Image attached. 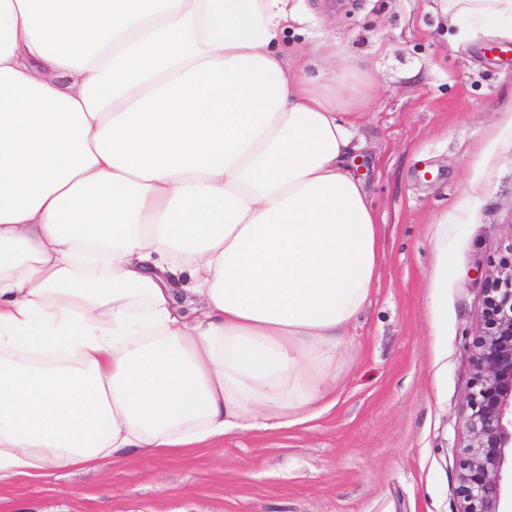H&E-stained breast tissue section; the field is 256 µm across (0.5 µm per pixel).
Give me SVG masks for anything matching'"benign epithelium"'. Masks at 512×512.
<instances>
[{
	"instance_id": "benign-epithelium-1",
	"label": "benign epithelium",
	"mask_w": 512,
	"mask_h": 512,
	"mask_svg": "<svg viewBox=\"0 0 512 512\" xmlns=\"http://www.w3.org/2000/svg\"><path fill=\"white\" fill-rule=\"evenodd\" d=\"M485 293L473 344L460 512H505V470L512 468V257L485 277Z\"/></svg>"
}]
</instances>
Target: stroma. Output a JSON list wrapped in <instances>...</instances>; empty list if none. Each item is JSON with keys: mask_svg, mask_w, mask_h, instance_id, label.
<instances>
[{"mask_svg": "<svg viewBox=\"0 0 512 512\" xmlns=\"http://www.w3.org/2000/svg\"><path fill=\"white\" fill-rule=\"evenodd\" d=\"M281 45L307 78L346 59L362 96L351 165L384 221L380 281L336 366V404L285 431L236 430L190 461L132 455L0 483V512H460L485 276L512 254V62L448 39L445 0H288ZM489 182L465 204L481 150ZM448 274L426 303L436 222Z\"/></svg>", "mask_w": 512, "mask_h": 512, "instance_id": "1", "label": "stroma"}]
</instances>
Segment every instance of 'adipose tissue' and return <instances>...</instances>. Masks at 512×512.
I'll use <instances>...</instances> for the list:
<instances>
[{
    "mask_svg": "<svg viewBox=\"0 0 512 512\" xmlns=\"http://www.w3.org/2000/svg\"><path fill=\"white\" fill-rule=\"evenodd\" d=\"M512 41V0H445ZM285 0H0V480L336 403L383 225Z\"/></svg>",
    "mask_w": 512,
    "mask_h": 512,
    "instance_id": "adipose-tissue-1",
    "label": "adipose tissue"
}]
</instances>
